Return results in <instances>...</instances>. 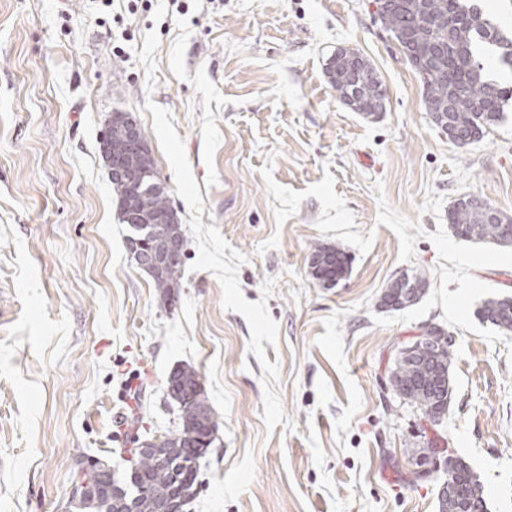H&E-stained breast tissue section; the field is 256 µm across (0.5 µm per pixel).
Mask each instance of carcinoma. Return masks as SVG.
I'll return each instance as SVG.
<instances>
[{"label":"carcinoma","mask_w":512,"mask_h":512,"mask_svg":"<svg viewBox=\"0 0 512 512\" xmlns=\"http://www.w3.org/2000/svg\"><path fill=\"white\" fill-rule=\"evenodd\" d=\"M399 5L389 9V17L381 20L394 38L410 29L412 39L408 49L414 56L411 62L420 76L425 104L436 125L448 122V139L469 145L482 139L489 126L504 115L512 101V85L493 78L487 65L493 60L502 74H512V38L504 35L497 24L487 18L477 4L467 0H398ZM443 47L444 58L438 66H431L428 54L432 46ZM331 86L340 91L353 79L364 86L361 111L366 116L370 101L381 100L386 91L366 65V60L355 52L344 50L332 55L326 64ZM123 172L110 174L112 188L118 198L121 222L131 229L145 223L153 214H164L171 208L168 197L157 184L154 159L139 156L137 150L125 149L118 155ZM448 224L454 235L466 241H479L507 245L512 242V219L503 215L486 199L474 194L456 199L448 211ZM322 259L311 262L314 277L324 283L336 282L342 277L347 256L317 246L312 257ZM182 259L152 276L154 287L168 294L180 287ZM422 281L408 279L395 282L384 295L385 304L400 306L406 296L422 290ZM486 322L501 331L512 332V299L489 300L480 309ZM453 360L452 345L432 353L426 351L414 358L399 352L389 378L394 394L407 393L406 399L420 405L425 416L435 422L448 411L450 399L442 393L440 374L449 370ZM185 377L183 384L169 391L171 400L178 405L179 423L176 430L161 436L154 444L171 457V471L155 469L152 455L138 452L129 472V478L120 481L103 463L88 464L103 470L108 490L84 498L73 505L78 512H112V492L126 491L134 499L135 512H161L166 494L177 485L194 491L198 478L201 439L209 437V427L216 426L207 406L203 390L196 389V371L187 366L175 370L171 377ZM453 473L448 494L438 498V512H486L482 484L470 467L459 457H450Z\"/></svg>","instance_id":"1"}]
</instances>
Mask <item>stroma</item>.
<instances>
[{"mask_svg": "<svg viewBox=\"0 0 512 512\" xmlns=\"http://www.w3.org/2000/svg\"><path fill=\"white\" fill-rule=\"evenodd\" d=\"M0 0V512H75L93 458L124 474L137 432L176 429L194 368L216 440L185 512H438L412 454L462 458L512 512V247L456 237L452 202L512 216V106L451 143L374 0ZM352 49L383 112L352 111L325 65ZM144 129L185 233L163 300L130 255L100 154L113 113ZM344 252L327 287L310 254ZM411 305L382 306L400 277ZM452 338L430 424L389 389L397 348ZM480 315L486 322L501 331L512 332V299L489 300L480 309Z\"/></svg>", "mask_w": 512, "mask_h": 512, "instance_id": "35a3bbf8", "label": "stroma"}]
</instances>
